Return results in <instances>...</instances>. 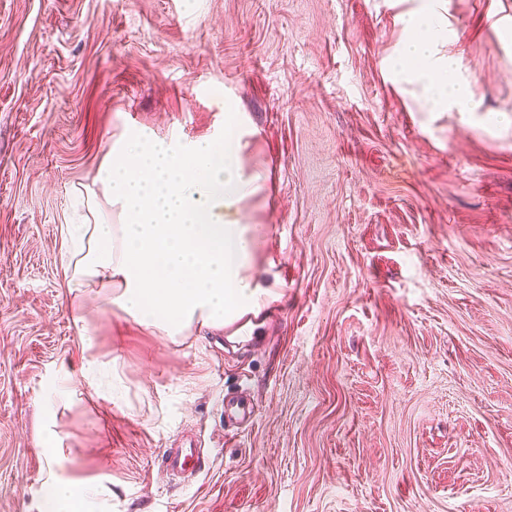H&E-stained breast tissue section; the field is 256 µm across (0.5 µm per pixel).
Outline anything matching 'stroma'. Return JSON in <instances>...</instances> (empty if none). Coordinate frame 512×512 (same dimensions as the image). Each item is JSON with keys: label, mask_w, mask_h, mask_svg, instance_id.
<instances>
[{"label": "stroma", "mask_w": 512, "mask_h": 512, "mask_svg": "<svg viewBox=\"0 0 512 512\" xmlns=\"http://www.w3.org/2000/svg\"><path fill=\"white\" fill-rule=\"evenodd\" d=\"M422 3L0 0V512H40L54 475L95 480L93 512H512V125L392 73ZM438 13L477 115L512 117V0ZM229 111L264 177L259 344L141 325L108 280L79 334L61 226L113 141ZM240 390L257 414L228 439ZM186 434L202 473L152 480Z\"/></svg>", "instance_id": "1"}]
</instances>
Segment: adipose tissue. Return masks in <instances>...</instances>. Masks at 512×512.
Returning <instances> with one entry per match:
<instances>
[{
    "instance_id": "obj_1",
    "label": "adipose tissue",
    "mask_w": 512,
    "mask_h": 512,
    "mask_svg": "<svg viewBox=\"0 0 512 512\" xmlns=\"http://www.w3.org/2000/svg\"><path fill=\"white\" fill-rule=\"evenodd\" d=\"M400 23L406 34L400 74L423 85L433 109L473 117V94L457 78L459 58L437 49L434 6L405 13ZM246 148L233 115L220 139L186 142L128 132L99 175L117 223L96 218L64 227L76 255L63 271L69 290L84 294L99 279L112 278L123 312L171 336L195 322L220 328L258 308L243 211L260 189V176L247 170ZM94 495L91 484L55 477L41 512H79Z\"/></svg>"
}]
</instances>
